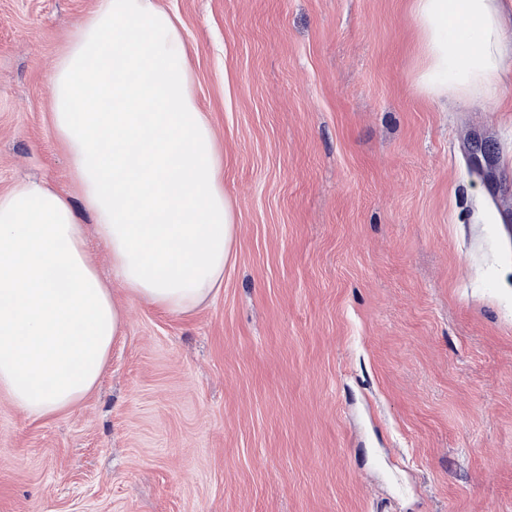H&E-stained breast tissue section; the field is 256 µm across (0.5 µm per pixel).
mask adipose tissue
Returning <instances> with one entry per match:
<instances>
[{"mask_svg": "<svg viewBox=\"0 0 512 512\" xmlns=\"http://www.w3.org/2000/svg\"><path fill=\"white\" fill-rule=\"evenodd\" d=\"M505 5L411 0L417 89L499 99L512 83ZM178 23L157 0H97L51 85L113 282L183 314L221 287L236 218ZM109 285L68 199L37 180L0 194V391L17 408L44 416L95 385L124 320Z\"/></svg>", "mask_w": 512, "mask_h": 512, "instance_id": "obj_1", "label": "adipose tissue"}]
</instances>
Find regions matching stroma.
<instances>
[{
    "label": "stroma",
    "instance_id": "35a3bbf8",
    "mask_svg": "<svg viewBox=\"0 0 512 512\" xmlns=\"http://www.w3.org/2000/svg\"><path fill=\"white\" fill-rule=\"evenodd\" d=\"M407 2L159 0L235 254L186 314L113 287L77 406L0 393V512H512V86L420 94ZM95 3L0 0V194L48 180L107 279L50 88Z\"/></svg>",
    "mask_w": 512,
    "mask_h": 512
}]
</instances>
